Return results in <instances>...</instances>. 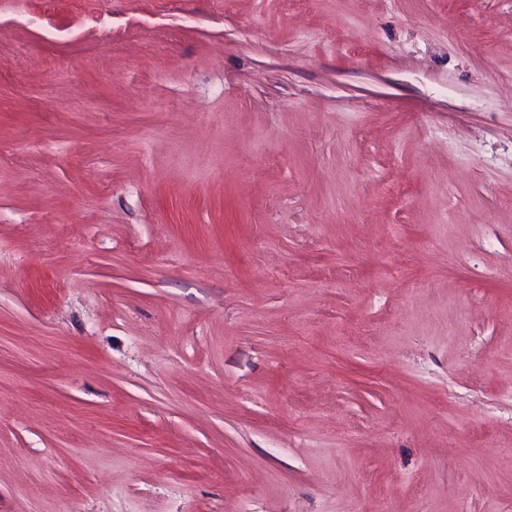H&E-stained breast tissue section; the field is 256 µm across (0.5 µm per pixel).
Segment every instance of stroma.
<instances>
[{
	"label": "stroma",
	"instance_id": "stroma-1",
	"mask_svg": "<svg viewBox=\"0 0 512 512\" xmlns=\"http://www.w3.org/2000/svg\"><path fill=\"white\" fill-rule=\"evenodd\" d=\"M512 512V0H0V512Z\"/></svg>",
	"mask_w": 512,
	"mask_h": 512
}]
</instances>
